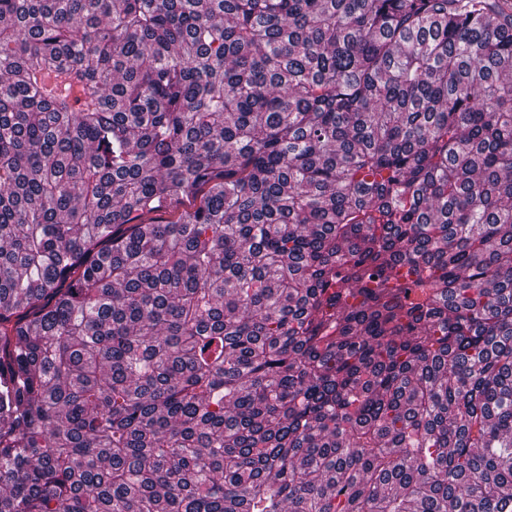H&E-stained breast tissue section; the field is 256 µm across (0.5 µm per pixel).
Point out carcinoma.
I'll use <instances>...</instances> for the list:
<instances>
[{"label":"carcinoma","mask_w":512,"mask_h":512,"mask_svg":"<svg viewBox=\"0 0 512 512\" xmlns=\"http://www.w3.org/2000/svg\"><path fill=\"white\" fill-rule=\"evenodd\" d=\"M511 60L512 0H0V512H512Z\"/></svg>","instance_id":"carcinoma-1"}]
</instances>
